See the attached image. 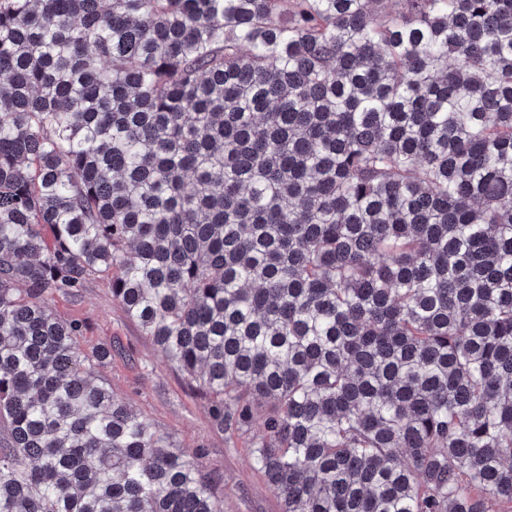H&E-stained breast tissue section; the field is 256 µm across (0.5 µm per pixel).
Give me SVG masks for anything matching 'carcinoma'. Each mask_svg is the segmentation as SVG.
Returning <instances> with one entry per match:
<instances>
[{
    "label": "carcinoma",
    "mask_w": 512,
    "mask_h": 512,
    "mask_svg": "<svg viewBox=\"0 0 512 512\" xmlns=\"http://www.w3.org/2000/svg\"><path fill=\"white\" fill-rule=\"evenodd\" d=\"M400 2L0 0V512H224L96 275L281 512L512 509V0ZM54 309L62 319L83 324L84 350L112 345V359L98 375L118 398L176 448L205 451L206 471L224 491V512H280L279 498L255 469L246 439L229 440L212 427L205 396L161 358L113 298L108 279L93 277L77 299L57 297Z\"/></svg>",
    "instance_id": "obj_1"
}]
</instances>
